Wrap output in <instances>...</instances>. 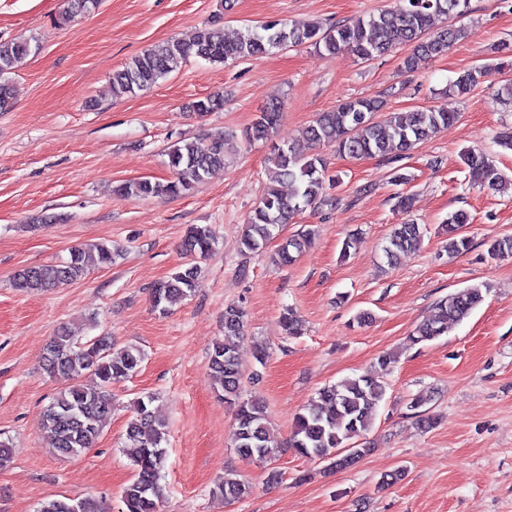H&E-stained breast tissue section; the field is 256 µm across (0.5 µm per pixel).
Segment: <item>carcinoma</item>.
Wrapping results in <instances>:
<instances>
[{
  "instance_id": "cac0c4a2",
  "label": "carcinoma",
  "mask_w": 512,
  "mask_h": 512,
  "mask_svg": "<svg viewBox=\"0 0 512 512\" xmlns=\"http://www.w3.org/2000/svg\"><path fill=\"white\" fill-rule=\"evenodd\" d=\"M469 9L470 0H396L393 10L349 24L325 28L317 22L270 21L236 40L224 38L223 30L213 24L200 30L190 41L169 40L132 58L123 69L112 73V93L128 96L149 89L192 58L224 64L274 48L306 43L329 55L346 51L365 61L408 46L411 52L402 58L401 65L412 70L418 60L445 54L466 35L461 27L446 25L435 30L434 20L463 15ZM36 51L27 39L0 40V112H8L13 107L12 89L3 76ZM487 72L485 66L467 70L452 81L450 89L459 96L466 95ZM223 105L224 97L216 94L193 102L191 108L205 116ZM381 107L382 101L378 99L350 98L332 111L319 113L304 129L303 138L313 145L332 144L340 154L353 159L380 157L398 171L400 167L396 163L458 119L456 112L429 108L395 113L377 121L374 114ZM281 116L282 105L269 104L246 129L244 140L249 144L270 140ZM225 144L222 135L177 141L168 152L174 180L166 184L148 179L121 183L114 187L113 193L141 199L186 194L202 183L212 170L224 166ZM462 160L471 183L493 190L512 188V179L486 153L466 150ZM268 164L270 185L248 216L239 239V250L243 254L264 251L294 215L319 205H333V198L327 194V184L333 182V178L327 174L321 155L303 154L292 146H275ZM284 181L292 187L288 194L278 188ZM444 223L448 256L469 252L471 241L460 229L470 223V215L457 210L448 214ZM424 231V225L412 219L393 225L385 248L387 263L394 265L401 254L415 248ZM312 235L313 230L307 229L283 238L272 261L281 267L293 264L311 243ZM215 243L211 225L192 224L187 228L181 244L184 262L154 286L151 291L154 307L164 311L169 305L192 296L199 287L201 262L212 253ZM487 254L491 259L512 255V237L491 242ZM112 260V247L105 243L75 247L66 260L18 270L13 281L25 292L49 288L82 278L92 265L110 267ZM487 291L488 288L476 285L440 299L432 316L409 337L410 343L430 342L448 335L482 304ZM244 324L242 307L224 308V339L212 346L207 368L224 402L235 408L236 453L246 459L271 461L279 455L281 447L270 436L266 408L241 399L238 339ZM281 324L289 337L302 334V321L291 309L283 312ZM143 360L140 348H117L109 336H97L82 344L75 341L66 328L58 329L43 354L41 369L51 378L70 382L50 403L42 423V429L59 452L77 455L95 445L103 422L112 414V385L131 378ZM385 394L383 377L367 372L324 386L293 419L288 447L304 458L331 460L338 469L354 466L371 451L366 436L372 430L377 408ZM154 401L152 395L139 398L127 423L126 440L134 446L130 457L133 479L121 491L122 512H156L161 496L159 480L167 460L168 425L156 414ZM216 492L226 500H239L250 493V487L237 477L226 475L216 485ZM37 512H106V509L91 497H61L43 501Z\"/></svg>"
}]
</instances>
